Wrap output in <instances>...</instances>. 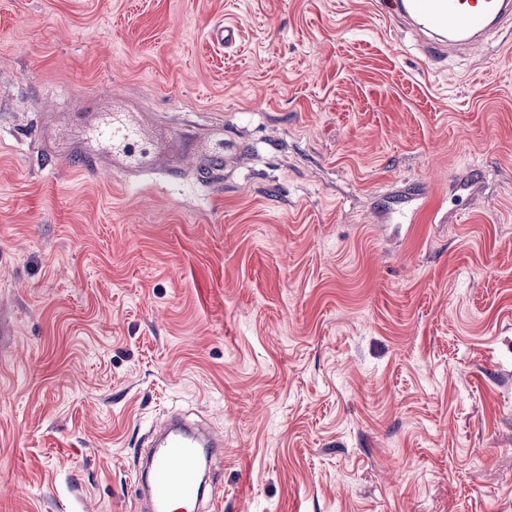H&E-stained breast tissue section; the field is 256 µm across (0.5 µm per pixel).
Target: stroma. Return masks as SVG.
I'll return each instance as SVG.
<instances>
[{"mask_svg": "<svg viewBox=\"0 0 512 512\" xmlns=\"http://www.w3.org/2000/svg\"><path fill=\"white\" fill-rule=\"evenodd\" d=\"M375 2L0 0V512H138L172 409L221 512H512V30ZM387 3L386 13L390 18L413 26L423 37L422 50L430 60H438L452 51H480L498 29L512 24L510 0H391Z\"/></svg>", "mask_w": 512, "mask_h": 512, "instance_id": "obj_1", "label": "stroma"}]
</instances>
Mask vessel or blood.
<instances>
[{
    "mask_svg": "<svg viewBox=\"0 0 512 512\" xmlns=\"http://www.w3.org/2000/svg\"><path fill=\"white\" fill-rule=\"evenodd\" d=\"M387 14L414 27L425 57L437 60L452 51H480L498 29L512 24V0H390ZM223 454L222 438L167 421L140 478L150 512H199L202 460Z\"/></svg>",
    "mask_w": 512,
    "mask_h": 512,
    "instance_id": "vessel-or-blood-1",
    "label": "vessel or blood"
}]
</instances>
